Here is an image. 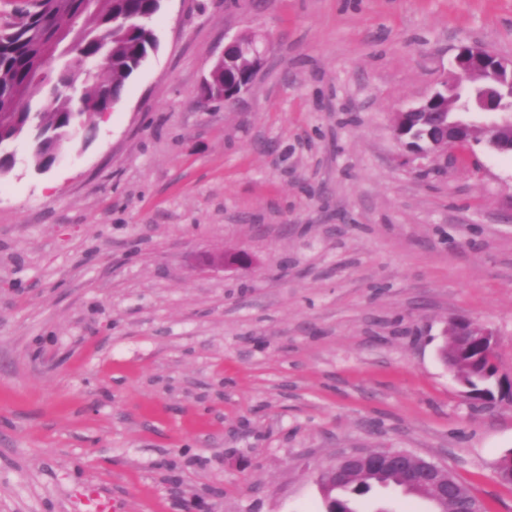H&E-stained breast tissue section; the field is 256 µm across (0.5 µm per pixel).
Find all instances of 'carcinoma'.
Segmentation results:
<instances>
[{
	"mask_svg": "<svg viewBox=\"0 0 512 512\" xmlns=\"http://www.w3.org/2000/svg\"><path fill=\"white\" fill-rule=\"evenodd\" d=\"M33 13L22 24L0 28V149L21 137L32 142L31 163L41 169L44 157L75 144L87 143L95 136L97 114L105 108L98 90L103 83L120 97L125 83L156 46L153 28L145 26L122 32L111 25L119 14H154L159 0H29ZM79 22V53L86 63L85 73L75 82L76 94L53 90L68 79L71 50L57 37L59 29ZM106 57L110 69L101 79L98 61ZM250 55H229L224 69V85H231L245 72ZM83 123L75 135L72 126ZM448 124L444 112H417L403 126L410 134ZM448 357L461 383L477 394L494 393L496 369L487 348L474 345L464 349L458 337L449 334ZM338 494L328 492V512H357L355 497L378 490L394 489L418 497L429 504L431 512H460L464 502L476 496L461 482L454 485V497L440 502L430 491L400 471H363L349 469L333 483Z\"/></svg>",
	"mask_w": 512,
	"mask_h": 512,
	"instance_id": "1",
	"label": "carcinoma"
}]
</instances>
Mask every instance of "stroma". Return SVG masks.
Instances as JSON below:
<instances>
[{
	"label": "stroma",
	"mask_w": 512,
	"mask_h": 512,
	"mask_svg": "<svg viewBox=\"0 0 512 512\" xmlns=\"http://www.w3.org/2000/svg\"><path fill=\"white\" fill-rule=\"evenodd\" d=\"M154 32L90 143L0 178V512H326L377 448L512 512V401L438 354L474 320L512 379V156L393 135L460 45L512 56V0H162ZM236 34L267 62L203 102ZM410 458H414L411 453L403 450L392 451L386 449L375 450H355L345 453L336 460L334 465L325 469L320 476L336 477L341 467H369V468H391L396 470H410ZM79 505L89 512H112V499L96 486H86L78 494Z\"/></svg>",
	"instance_id": "obj_1"
}]
</instances>
